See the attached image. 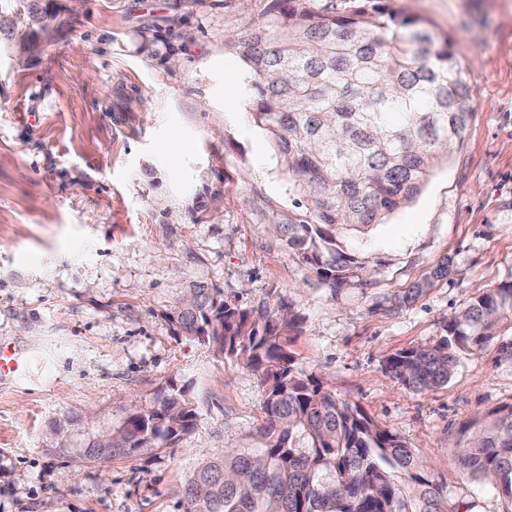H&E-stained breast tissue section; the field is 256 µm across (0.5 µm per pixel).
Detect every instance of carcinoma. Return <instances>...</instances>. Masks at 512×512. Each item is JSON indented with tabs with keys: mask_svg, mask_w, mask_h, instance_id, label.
I'll use <instances>...</instances> for the list:
<instances>
[{
	"mask_svg": "<svg viewBox=\"0 0 512 512\" xmlns=\"http://www.w3.org/2000/svg\"><path fill=\"white\" fill-rule=\"evenodd\" d=\"M267 0L260 20L228 40L251 76V118L273 144L310 220L280 224L286 246L331 288L361 282L366 267L344 251L346 232L366 233L409 204L462 137L471 93L451 44L434 43L394 0ZM43 23L30 0L17 27ZM448 276L438 265L415 290ZM178 332L253 372L264 390L261 446L204 456L182 490L183 512H460L400 435L336 397L289 351L295 319L247 310L216 288L191 289ZM512 281L477 294L429 345L385 359L384 372L417 392L448 383L458 354L497 343L512 361ZM175 410L196 418L185 391L163 384L154 401L112 430V455L173 444L190 429L157 432ZM470 480L496 490L512 512V403L477 424L459 453Z\"/></svg>",
	"mask_w": 512,
	"mask_h": 512,
	"instance_id": "1",
	"label": "carcinoma"
}]
</instances>
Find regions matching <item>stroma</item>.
I'll return each mask as SVG.
<instances>
[{"instance_id":"35a3bbf8","label":"stroma","mask_w":512,"mask_h":512,"mask_svg":"<svg viewBox=\"0 0 512 512\" xmlns=\"http://www.w3.org/2000/svg\"><path fill=\"white\" fill-rule=\"evenodd\" d=\"M395 5L452 43L473 112L412 202L344 236L371 273L333 289L274 230L306 210L224 43L266 0H39L52 20L23 49L22 0H0V347L23 363L0 380V512H183L206 453L258 446L259 380L171 321L199 284L243 309L291 308L300 368L404 437L450 504L501 512L457 451L472 420L512 403V363L475 348L419 393L384 360L512 280V0ZM152 31L176 52L143 49ZM444 260L447 278L393 307ZM168 381L197 413L190 433L86 459Z\"/></svg>"}]
</instances>
